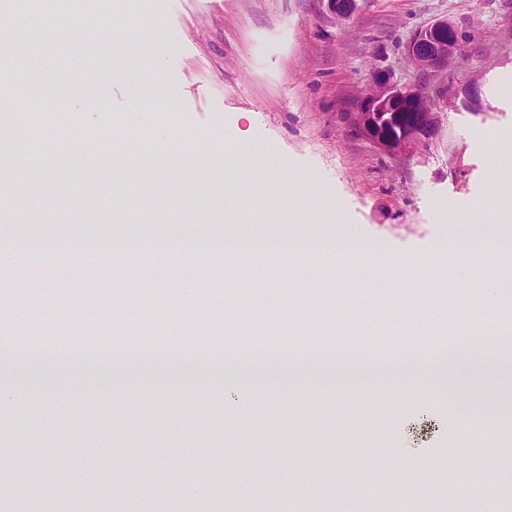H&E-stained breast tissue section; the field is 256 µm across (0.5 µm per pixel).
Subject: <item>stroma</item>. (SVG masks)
Here are the masks:
<instances>
[{
  "label": "stroma",
  "mask_w": 512,
  "mask_h": 512,
  "mask_svg": "<svg viewBox=\"0 0 512 512\" xmlns=\"http://www.w3.org/2000/svg\"><path fill=\"white\" fill-rule=\"evenodd\" d=\"M452 20L463 49L453 78L478 80L484 111L442 113L437 136L413 156L391 157L355 135L342 112L378 72L413 80L404 49L421 28ZM167 49L145 57L134 29L99 20L98 50L72 60L70 29L39 19L29 47L34 76L58 86L96 87L112 73L102 110L70 108L80 127L104 132L112 153L82 140L42 133L34 155L39 190L0 221V243L40 239L68 226L119 248L77 275L80 259L0 266V335H31L37 321L66 312L74 326L119 336L116 351L92 356L68 337L33 350L0 349V504L50 512L66 492L79 512H308L297 494L308 465L335 475L321 512H512V480L502 442L512 435V329H475L454 357L410 345L431 306L481 318L486 281L498 262H460L438 241L456 223L476 222L484 237L512 216V0H355L338 18L331 0H170ZM167 77L147 90L122 73L131 62ZM142 94L144 118L129 112ZM248 133L266 156V191L222 193L231 173L217 147ZM164 136L167 146L154 144ZM296 224L279 225L283 210ZM285 231L298 237L349 234L386 264L372 275L331 260L307 280L297 262L279 274L224 264L219 241ZM437 262L454 286L390 278L394 266ZM169 305L155 307L154 295ZM151 309L140 335L123 337L129 311ZM293 321L301 351L282 362L252 356L248 377L225 371L205 333L219 321L225 341L241 324L249 344L268 342L270 319ZM319 323L329 343L366 338L399 345L383 364L357 370L347 351L332 355L304 342ZM21 423L33 424L30 451L6 455ZM156 449L153 489L139 488L129 439ZM275 484L250 493L252 461Z\"/></svg>",
  "instance_id": "stroma-1"
}]
</instances>
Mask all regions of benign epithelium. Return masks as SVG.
Returning <instances> with one entry per match:
<instances>
[{
  "label": "benign epithelium",
  "instance_id": "7a95c632",
  "mask_svg": "<svg viewBox=\"0 0 512 512\" xmlns=\"http://www.w3.org/2000/svg\"><path fill=\"white\" fill-rule=\"evenodd\" d=\"M461 50L455 25L448 19L417 31L405 50L415 80L400 83L377 74L368 90L354 99L351 110L342 114L344 123L390 156L417 153L436 135L441 112L483 111L478 81L460 85L448 71V61Z\"/></svg>",
  "mask_w": 512,
  "mask_h": 512
}]
</instances>
